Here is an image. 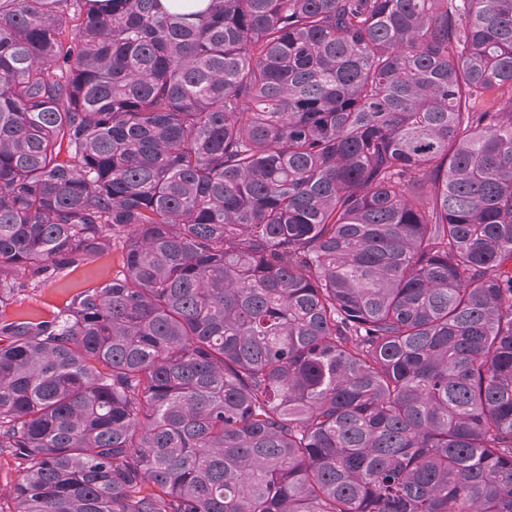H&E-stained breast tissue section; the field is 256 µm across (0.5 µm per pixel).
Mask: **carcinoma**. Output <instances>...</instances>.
Masks as SVG:
<instances>
[{
	"mask_svg": "<svg viewBox=\"0 0 512 512\" xmlns=\"http://www.w3.org/2000/svg\"><path fill=\"white\" fill-rule=\"evenodd\" d=\"M117 246L14 512H512V0H0V303Z\"/></svg>",
	"mask_w": 512,
	"mask_h": 512,
	"instance_id": "cac0c4a2",
	"label": "carcinoma"
}]
</instances>
